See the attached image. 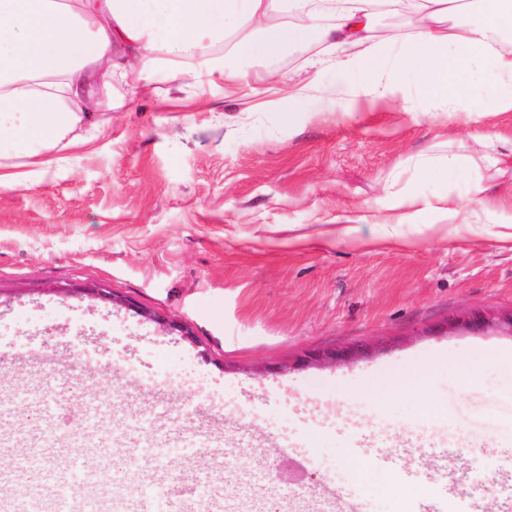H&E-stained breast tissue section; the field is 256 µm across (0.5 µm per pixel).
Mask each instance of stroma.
<instances>
[{"mask_svg":"<svg viewBox=\"0 0 512 512\" xmlns=\"http://www.w3.org/2000/svg\"><path fill=\"white\" fill-rule=\"evenodd\" d=\"M283 63L284 75L315 78L328 94L250 112L247 86L199 93L191 75L162 77L152 97L104 103L99 130L77 128L63 161L46 167L36 156L0 170L21 182L0 188V337L15 343L0 356V385L16 407L36 403L54 419L72 409L28 381L25 352L45 345L38 369L54 389L91 378L112 391L118 452L133 457L128 488L164 490L176 472L231 497L262 490L280 512H323L330 485L359 512H412L441 485L377 468L375 454L402 441L429 454L492 448L512 471V335L448 330L466 314L512 313V248L495 237L512 223V163L501 160L512 152V110L463 126L422 114L413 92L348 115L335 68ZM451 151L497 194L498 212L476 235L439 242L414 223L400 245L378 243L396 198L435 192L417 158ZM346 216L364 222L337 236ZM99 282L131 307L84 295ZM79 342L106 349L112 365H77ZM351 347L360 355L335 364L303 360ZM124 359L171 377L144 385L118 368ZM185 364L228 406L196 407ZM173 423L257 445L225 456L220 470L211 448L164 457L143 447ZM360 464L368 480L343 478Z\"/></svg>","mask_w":512,"mask_h":512,"instance_id":"1","label":"stroma"}]
</instances>
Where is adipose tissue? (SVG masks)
I'll return each instance as SVG.
<instances>
[{
    "mask_svg": "<svg viewBox=\"0 0 512 512\" xmlns=\"http://www.w3.org/2000/svg\"><path fill=\"white\" fill-rule=\"evenodd\" d=\"M423 24L411 36H374V0H0V145L9 157L40 145L67 149L100 94L147 96L159 74L187 73L198 86L239 84L238 64L290 54L335 59L349 109L397 101L408 83L433 118L471 122L512 110V0H415ZM469 205L440 182L432 199L398 198L385 239L416 218L439 241L475 232L495 213L488 187Z\"/></svg>",
    "mask_w": 512,
    "mask_h": 512,
    "instance_id": "adipose-tissue-1",
    "label": "adipose tissue"
}]
</instances>
